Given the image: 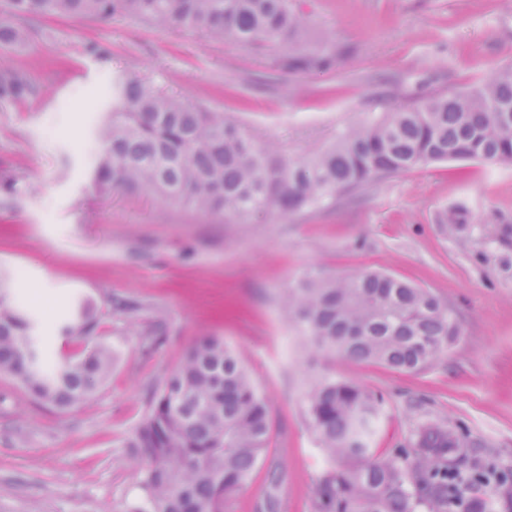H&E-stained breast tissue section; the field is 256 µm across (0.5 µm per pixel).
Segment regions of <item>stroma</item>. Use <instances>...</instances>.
<instances>
[{
    "label": "stroma",
    "mask_w": 512,
    "mask_h": 512,
    "mask_svg": "<svg viewBox=\"0 0 512 512\" xmlns=\"http://www.w3.org/2000/svg\"><path fill=\"white\" fill-rule=\"evenodd\" d=\"M304 37L336 54L326 71L279 69L284 48H244L128 15L40 16L0 44V71L35 96L0 98V270L42 331L82 298L102 313L95 335L55 349L119 352L86 404L59 412L0 376V512H131L141 461L125 443L149 397L203 336L238 352L271 412V441L224 512H257L270 469L287 471L276 512H313L327 462L304 412L319 374L384 398L373 448L391 456L427 422L464 443L460 469H494L469 502L512 512V166L434 162L355 198L285 218L231 224L148 194L102 198L89 183L94 131L112 84L135 76L234 119L294 161L348 129L427 96L480 85L512 63V0H295ZM95 99L96 105L81 104ZM468 224L446 231L444 214ZM378 269L430 289L462 334L433 366L405 373L314 356L283 297L311 273ZM160 339H153L154 330Z\"/></svg>",
    "instance_id": "stroma-1"
}]
</instances>
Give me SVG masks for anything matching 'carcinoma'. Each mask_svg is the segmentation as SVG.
Instances as JSON below:
<instances>
[{
	"label": "carcinoma",
	"mask_w": 512,
	"mask_h": 512,
	"mask_svg": "<svg viewBox=\"0 0 512 512\" xmlns=\"http://www.w3.org/2000/svg\"><path fill=\"white\" fill-rule=\"evenodd\" d=\"M10 8V18L0 19V41L14 39L15 22L34 16L106 21L134 14L245 48L286 45L279 65L290 70H325L334 62L324 48L299 45L303 23L292 0H10ZM32 94L18 74L0 72V98ZM96 135L91 185L101 196L146 192L227 220L286 217L332 206L375 180L432 162L512 166V64L477 87L386 112L294 162L259 145L224 113L200 110L126 76L113 86L112 113ZM8 296L0 278V374L60 410L89 400L112 370V348L95 346L50 366L34 319ZM285 305L300 335L324 356L396 371L435 364L462 333L453 306L381 271L309 275L288 289ZM99 321L96 307L83 301L58 330L91 336ZM383 404L381 395L331 375L316 384L305 414L328 467L317 485L315 512H419L422 505L427 512H453L448 469L463 442L427 424L411 447L376 458L371 443ZM270 437L267 403L240 356L218 336L197 340L154 392L126 442L142 461L146 506L134 512H224V500L250 480ZM285 480L283 472L271 473L262 512H274L275 491Z\"/></svg>",
	"instance_id": "1"
}]
</instances>
